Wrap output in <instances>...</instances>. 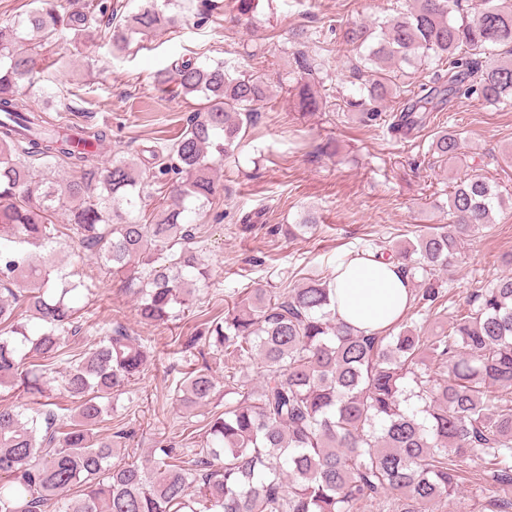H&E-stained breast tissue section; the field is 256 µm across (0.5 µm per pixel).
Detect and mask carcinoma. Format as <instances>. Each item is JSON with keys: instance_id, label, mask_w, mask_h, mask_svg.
Returning <instances> with one entry per match:
<instances>
[{"instance_id": "carcinoma-1", "label": "carcinoma", "mask_w": 512, "mask_h": 512, "mask_svg": "<svg viewBox=\"0 0 512 512\" xmlns=\"http://www.w3.org/2000/svg\"><path fill=\"white\" fill-rule=\"evenodd\" d=\"M18 20L0 22V386L23 389L34 407L0 404V512H440L458 494L461 463L480 459L487 491L512 508V276L474 293L471 308L448 329L425 332L397 323L365 335L336 321L328 281L311 279L287 296L253 289L203 340L226 361L243 355L261 364L255 392L224 404L209 422L206 446L181 460L156 448L148 464L111 463L114 440L94 429L112 399L141 372L146 351L115 329L71 356L51 376L39 364L57 361L68 336L81 333L72 297L84 287L57 261L60 211L82 246L95 250L119 279L143 319L165 321L188 307L206 271L191 247L187 216L215 192V164L234 155L268 85L233 61L190 59L157 74L202 103L179 136L153 151L147 173L126 157L102 166V129L51 125L32 108L37 58L65 29L104 28L112 50L136 36L176 25L174 0H144L122 16L90 2L35 0ZM458 0H413L411 8L375 25L344 33L358 56L353 70L367 78L360 97L346 101L361 123L374 126V104L401 95V64L426 59L448 65V84L420 85L389 129L421 127L444 95L463 85L488 104L512 100V0H485L474 15H452ZM303 110L317 107L310 76L315 60L297 59ZM453 131L441 130L431 151L459 154ZM80 178L62 184L56 164ZM176 184L170 203L148 223L137 214L145 179ZM497 193L479 173L464 175L448 197L450 222L414 241L389 243L406 276L440 277L458 261L461 243L491 224ZM26 306L37 331L15 321ZM448 378L431 379L430 363ZM217 380L206 368L186 373L177 390L184 407L210 401ZM68 413L48 409L54 392ZM80 485L82 493L68 491Z\"/></svg>"}]
</instances>
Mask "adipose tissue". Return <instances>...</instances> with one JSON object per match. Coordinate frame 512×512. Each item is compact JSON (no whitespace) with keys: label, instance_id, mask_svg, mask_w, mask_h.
Listing matches in <instances>:
<instances>
[{"label":"adipose tissue","instance_id":"ef3b65f1","mask_svg":"<svg viewBox=\"0 0 512 512\" xmlns=\"http://www.w3.org/2000/svg\"><path fill=\"white\" fill-rule=\"evenodd\" d=\"M329 286L337 320L366 334L397 323L410 303L411 282L402 275L399 262L370 253L337 263Z\"/></svg>","mask_w":512,"mask_h":512}]
</instances>
